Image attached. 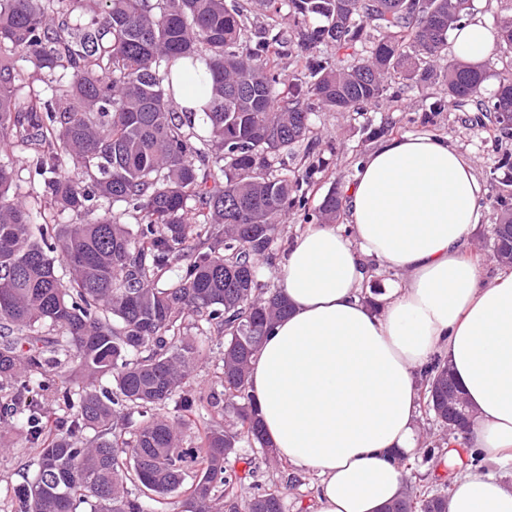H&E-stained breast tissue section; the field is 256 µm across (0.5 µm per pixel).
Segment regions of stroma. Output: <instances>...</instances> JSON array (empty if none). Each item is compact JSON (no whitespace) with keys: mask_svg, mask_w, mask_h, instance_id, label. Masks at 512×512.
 <instances>
[{"mask_svg":"<svg viewBox=\"0 0 512 512\" xmlns=\"http://www.w3.org/2000/svg\"><path fill=\"white\" fill-rule=\"evenodd\" d=\"M427 105L424 93L405 91L398 100L384 98L358 113L320 112L313 116V133L328 145L329 150L322 156L324 165L315 174L309 191L310 208H317L331 189H348L359 163L379 145L376 133L383 129L392 138L431 134L448 139L471 161L476 175L484 182L488 181L491 169L512 157V138L494 139L484 129L473 126L466 112L456 106L451 105L445 111L429 115L425 112ZM183 325L186 335L200 340L204 349L197 370V383L205 390H218L222 338L201 337L194 317H186ZM37 457L36 449L22 443L16 444L10 453L0 455V512H14L15 490L35 475ZM248 459L253 462L256 477L244 479L238 487L239 493L250 494L256 482L266 486L281 484L279 462L263 456L258 448L242 446L229 464L241 472Z\"/></svg>","mask_w":512,"mask_h":512,"instance_id":"stroma-1","label":"stroma"}]
</instances>
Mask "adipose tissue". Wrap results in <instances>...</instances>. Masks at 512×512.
Segmentation results:
<instances>
[{
  "label": "adipose tissue",
  "instance_id": "ef3b65f1",
  "mask_svg": "<svg viewBox=\"0 0 512 512\" xmlns=\"http://www.w3.org/2000/svg\"><path fill=\"white\" fill-rule=\"evenodd\" d=\"M464 61L492 54L487 23L455 30ZM486 190L447 139L382 142L348 189L347 221L315 224L280 264L288 314L250 374L267 438L316 473L315 512H382L407 490L402 458L418 449L417 378L444 354L476 413L467 436L484 470L456 477L448 512H512V272L484 282L464 258ZM404 273L375 309L360 293L365 260Z\"/></svg>",
  "mask_w": 512,
  "mask_h": 512
}]
</instances>
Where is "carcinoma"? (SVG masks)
I'll list each match as a JSON object with an SVG mask.
<instances>
[{
    "instance_id": "carcinoma-1",
    "label": "carcinoma",
    "mask_w": 512,
    "mask_h": 512,
    "mask_svg": "<svg viewBox=\"0 0 512 512\" xmlns=\"http://www.w3.org/2000/svg\"><path fill=\"white\" fill-rule=\"evenodd\" d=\"M88 25L74 31L70 6ZM294 28L248 36V3L236 0H0V149L23 146L58 224L10 195L12 168L0 163V448L24 441L38 471L15 492L14 512H147L172 493L181 512H284L283 488L255 485L226 467L242 444L275 454L265 438L248 376L254 357L288 303L261 283L280 217L335 224L343 195L332 189L310 210L318 143L311 115L357 112L393 85L439 87L472 112L469 121L512 135V69L489 100L481 62L447 58L448 40L475 0H288ZM497 46L512 52V15L500 19ZM336 48V60L319 48ZM288 53L301 77L289 82ZM46 89H30L18 60ZM206 66L209 97L197 132L193 112H175L164 81L176 61ZM306 156L278 171L271 160L299 143ZM82 177L62 173L67 163ZM497 222L485 247L512 268V191L495 196ZM136 220L120 221L110 207ZM176 280L163 286L167 273ZM196 314L224 336L219 383L224 405L193 387L197 345L182 332ZM448 361L424 370L426 412L452 444L472 420L448 424ZM104 378L112 386L100 385ZM63 414L54 416L47 402ZM174 406L177 416L166 415ZM209 406L235 426L212 421L184 446L192 417ZM141 425L126 436L129 411ZM197 472L185 485L190 467ZM138 495L129 494L127 484ZM450 482L408 492L386 512H447Z\"/></svg>"
}]
</instances>
